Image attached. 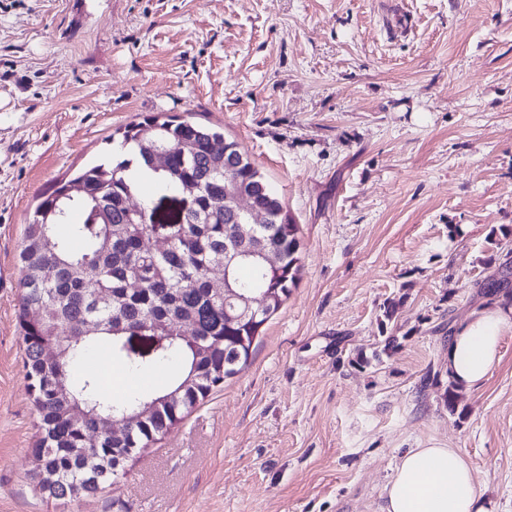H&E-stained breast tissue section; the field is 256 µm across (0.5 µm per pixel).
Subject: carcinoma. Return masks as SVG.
Returning <instances> with one entry per match:
<instances>
[{
  "label": "carcinoma",
  "instance_id": "cac0c4a2",
  "mask_svg": "<svg viewBox=\"0 0 512 512\" xmlns=\"http://www.w3.org/2000/svg\"><path fill=\"white\" fill-rule=\"evenodd\" d=\"M118 134L128 158L116 164L104 158L58 182L37 205L20 251L17 319L40 430L30 453L32 475L48 500L90 499L112 488L115 470L221 389L250 357L299 269L298 225L238 143L176 116H145ZM162 148L167 166L158 168L153 158ZM140 173L158 190L195 187L196 209L169 230L171 243L162 252L145 247L147 225L128 208ZM241 193L265 223L253 224L235 209ZM75 211L82 215L78 224L70 222ZM227 249L245 253L229 269L231 287L273 291L268 307L246 315L241 326L225 322L233 300L211 285ZM184 325L194 337L171 340ZM138 334L162 341L147 359L125 350L127 337ZM50 345L61 351L56 362L43 358ZM98 349L132 376L164 372V386L112 397L97 373L79 368ZM146 401L155 405L153 414L126 434L94 436L100 419ZM75 407L86 411L80 425L71 421Z\"/></svg>",
  "mask_w": 512,
  "mask_h": 512
}]
</instances>
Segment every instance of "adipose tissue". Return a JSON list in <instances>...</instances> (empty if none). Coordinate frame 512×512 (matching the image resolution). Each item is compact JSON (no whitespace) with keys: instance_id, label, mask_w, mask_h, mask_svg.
<instances>
[{"instance_id":"obj_1","label":"adipose tissue","mask_w":512,"mask_h":512,"mask_svg":"<svg viewBox=\"0 0 512 512\" xmlns=\"http://www.w3.org/2000/svg\"><path fill=\"white\" fill-rule=\"evenodd\" d=\"M512 332V301L497 299L462 319L448 342V376L462 390L480 385ZM381 512H495L458 449L410 448L383 487Z\"/></svg>"}]
</instances>
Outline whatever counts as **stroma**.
<instances>
[{
	"label": "stroma",
	"mask_w": 512,
	"mask_h": 512,
	"mask_svg": "<svg viewBox=\"0 0 512 512\" xmlns=\"http://www.w3.org/2000/svg\"><path fill=\"white\" fill-rule=\"evenodd\" d=\"M163 112L299 226L251 356L100 498L50 501L17 324L42 196ZM512 266V0H0V512H379L409 448L512 512V332L448 410L451 328Z\"/></svg>",
	"instance_id": "1"
}]
</instances>
